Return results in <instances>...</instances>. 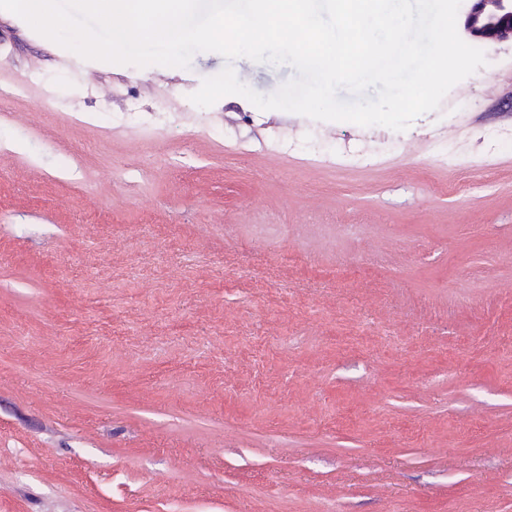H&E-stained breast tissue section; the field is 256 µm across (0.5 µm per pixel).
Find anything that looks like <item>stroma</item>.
Instances as JSON below:
<instances>
[{
	"instance_id": "stroma-1",
	"label": "stroma",
	"mask_w": 512,
	"mask_h": 512,
	"mask_svg": "<svg viewBox=\"0 0 512 512\" xmlns=\"http://www.w3.org/2000/svg\"><path fill=\"white\" fill-rule=\"evenodd\" d=\"M402 132L190 100L0 10V512H512V46Z\"/></svg>"
}]
</instances>
